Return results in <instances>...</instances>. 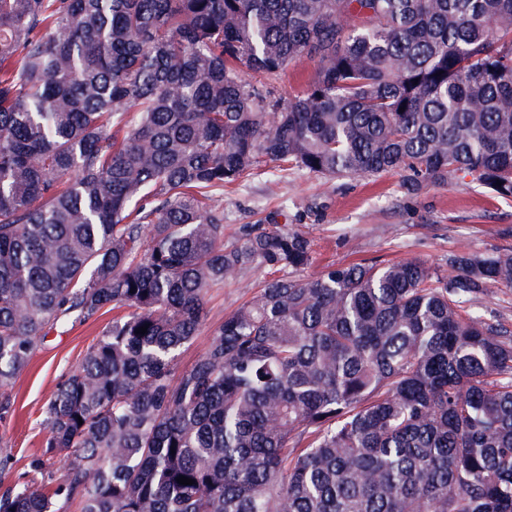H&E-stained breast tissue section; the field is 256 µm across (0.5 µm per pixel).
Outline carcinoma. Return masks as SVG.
Listing matches in <instances>:
<instances>
[{
  "mask_svg": "<svg viewBox=\"0 0 512 512\" xmlns=\"http://www.w3.org/2000/svg\"><path fill=\"white\" fill-rule=\"evenodd\" d=\"M267 162L512 199V0H0V420L47 327L117 311L0 512H512V331L473 309L512 252L307 277L301 232L224 244ZM317 62L308 57L292 63L282 81L276 84L275 89L283 100H288L289 95L305 87L314 77ZM267 275L264 268L252 269L239 281L224 286L215 291L208 302V316L205 325L201 328L194 341L183 349L178 361L177 369L182 370L191 365L206 349L212 331L224 320V315L234 310L244 298L249 297L253 285Z\"/></svg>",
  "mask_w": 512,
  "mask_h": 512,
  "instance_id": "carcinoma-1",
  "label": "carcinoma"
}]
</instances>
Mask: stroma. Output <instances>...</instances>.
I'll return each mask as SVG.
<instances>
[{
    "mask_svg": "<svg viewBox=\"0 0 512 512\" xmlns=\"http://www.w3.org/2000/svg\"><path fill=\"white\" fill-rule=\"evenodd\" d=\"M396 173L329 179L286 166L254 170L224 188V240H240L245 226L293 229L313 244L308 275L331 262L385 265L418 257L443 264L462 247L477 254L512 251V199H501L464 181L406 195ZM267 274L259 268L213 292L208 316L194 341L183 349L186 368L206 349L212 331L252 293ZM112 319L49 328L29 366L8 392L13 412L0 421V444L15 458L16 473L28 471L44 451L43 409L56 384L76 369L100 330Z\"/></svg>",
    "mask_w": 512,
    "mask_h": 512,
    "instance_id": "35a3bbf8",
    "label": "stroma"
}]
</instances>
